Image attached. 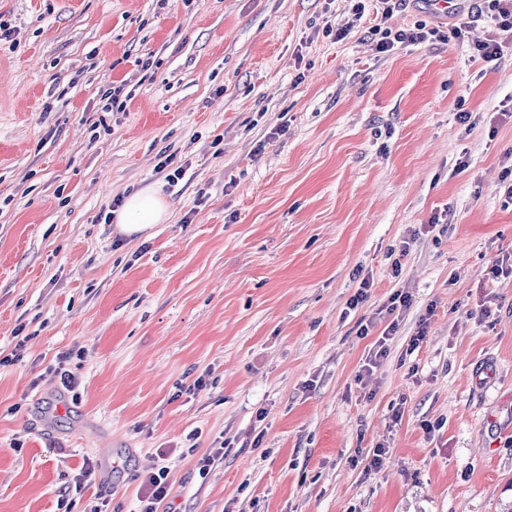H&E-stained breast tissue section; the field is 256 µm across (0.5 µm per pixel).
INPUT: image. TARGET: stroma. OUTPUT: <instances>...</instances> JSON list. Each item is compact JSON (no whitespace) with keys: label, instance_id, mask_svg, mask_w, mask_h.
Listing matches in <instances>:
<instances>
[{"label":"stroma","instance_id":"35a3bbf8","mask_svg":"<svg viewBox=\"0 0 512 512\" xmlns=\"http://www.w3.org/2000/svg\"><path fill=\"white\" fill-rule=\"evenodd\" d=\"M477 10L0 0V512H138L162 450L171 512H512V48L473 57ZM145 188L169 220L117 233ZM380 24L373 27L374 35L380 34V39L375 45V49L379 53H385L393 50L395 43L404 42H421L428 39V36H434L438 31L434 28L427 29L426 23H416L414 29L409 31H398L393 37L392 31L389 29L381 30ZM427 29V30H426Z\"/></svg>","mask_w":512,"mask_h":512}]
</instances>
